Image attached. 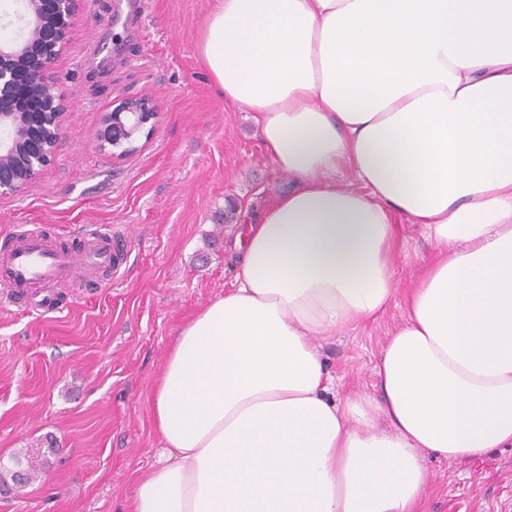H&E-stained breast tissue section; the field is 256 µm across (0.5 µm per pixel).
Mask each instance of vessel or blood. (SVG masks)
Here are the masks:
<instances>
[{
    "label": "vessel or blood",
    "mask_w": 512,
    "mask_h": 512,
    "mask_svg": "<svg viewBox=\"0 0 512 512\" xmlns=\"http://www.w3.org/2000/svg\"><path fill=\"white\" fill-rule=\"evenodd\" d=\"M124 251L122 236L109 231L90 230L78 246L62 248L43 229L29 230L0 245V286L13 295L36 292L38 307L54 312L52 290L69 281L76 264L112 268Z\"/></svg>",
    "instance_id": "b4317fda"
}]
</instances>
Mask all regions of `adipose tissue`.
<instances>
[{
  "label": "adipose tissue",
  "mask_w": 512,
  "mask_h": 512,
  "mask_svg": "<svg viewBox=\"0 0 512 512\" xmlns=\"http://www.w3.org/2000/svg\"><path fill=\"white\" fill-rule=\"evenodd\" d=\"M195 42L288 192L181 326L135 512H413L423 451L512 445V0H215ZM440 254L337 399V330L394 295V216Z\"/></svg>",
  "instance_id": "1"
}]
</instances>
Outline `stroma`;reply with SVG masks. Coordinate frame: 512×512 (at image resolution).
<instances>
[{"mask_svg": "<svg viewBox=\"0 0 512 512\" xmlns=\"http://www.w3.org/2000/svg\"><path fill=\"white\" fill-rule=\"evenodd\" d=\"M212 0H83L50 76L65 113L55 161L0 198V239L51 224H89L127 238L111 280L75 267L60 313L0 288V465L42 461L40 479L0 484V512H134L139 473L161 455L150 408L176 331L233 282V241L287 190L252 113L225 106L194 35ZM100 41L103 58L93 57ZM151 98L157 116L117 158L100 148L103 115ZM237 209L225 223L228 203ZM437 256L415 225L395 244V296L376 322L338 331L322 348L336 396L378 397L372 367L405 297ZM416 512H512V447L450 462L425 453Z\"/></svg>", "mask_w": 512, "mask_h": 512, "instance_id": "stroma-1", "label": "stroma"}]
</instances>
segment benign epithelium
<instances>
[{
    "label": "benign epithelium",
    "instance_id": "obj_1",
    "mask_svg": "<svg viewBox=\"0 0 512 512\" xmlns=\"http://www.w3.org/2000/svg\"><path fill=\"white\" fill-rule=\"evenodd\" d=\"M81 0H25L21 37L0 41V195L16 192L57 155L64 108L48 70L67 43ZM156 116L145 98L126 99L102 119L95 138L119 157Z\"/></svg>",
    "mask_w": 512,
    "mask_h": 512
}]
</instances>
